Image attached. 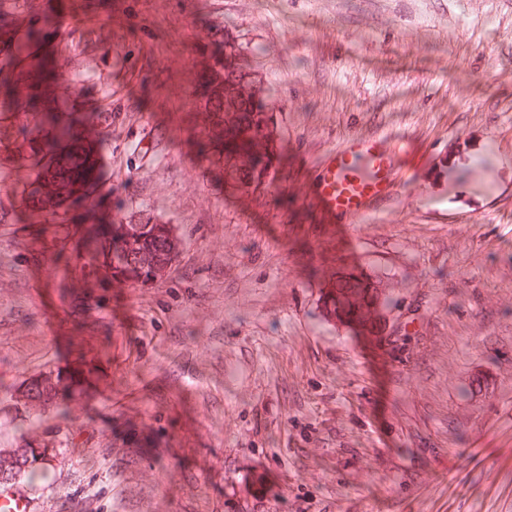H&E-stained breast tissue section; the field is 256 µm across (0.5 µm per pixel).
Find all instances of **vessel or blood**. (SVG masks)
Here are the masks:
<instances>
[{
    "mask_svg": "<svg viewBox=\"0 0 512 512\" xmlns=\"http://www.w3.org/2000/svg\"><path fill=\"white\" fill-rule=\"evenodd\" d=\"M394 155L389 144L358 137L330 151L311 183L309 204L320 223H342L354 232L355 222L393 191ZM0 512H37L36 502L23 487L2 481Z\"/></svg>",
    "mask_w": 512,
    "mask_h": 512,
    "instance_id": "b4317fda",
    "label": "vessel or blood"
}]
</instances>
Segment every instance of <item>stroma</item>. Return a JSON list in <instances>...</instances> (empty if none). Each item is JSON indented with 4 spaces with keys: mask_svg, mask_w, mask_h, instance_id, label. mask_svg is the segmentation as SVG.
<instances>
[{
    "mask_svg": "<svg viewBox=\"0 0 512 512\" xmlns=\"http://www.w3.org/2000/svg\"><path fill=\"white\" fill-rule=\"evenodd\" d=\"M84 3L112 23L108 167L64 223L0 222V450L60 458L19 480L37 512H512V0ZM225 33L271 106L275 179L244 190L192 117ZM351 136L399 183L353 247L309 207ZM0 166L7 209L39 165ZM136 206L168 274L94 273L87 239ZM46 377L53 406L16 405Z\"/></svg>",
    "mask_w": 512,
    "mask_h": 512,
    "instance_id": "obj_1",
    "label": "stroma"
}]
</instances>
